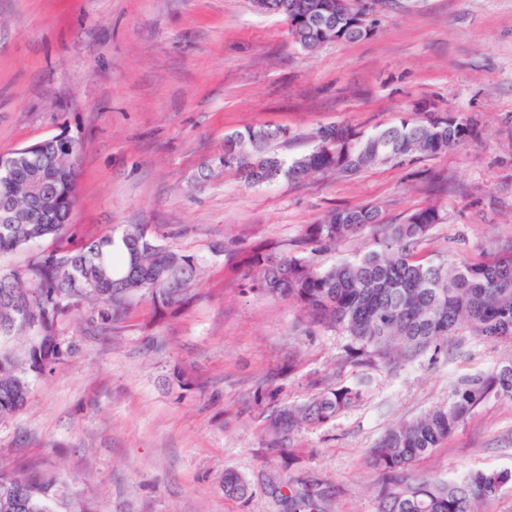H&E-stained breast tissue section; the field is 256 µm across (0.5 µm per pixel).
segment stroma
I'll use <instances>...</instances> for the list:
<instances>
[{
    "instance_id": "obj_1",
    "label": "stroma",
    "mask_w": 512,
    "mask_h": 512,
    "mask_svg": "<svg viewBox=\"0 0 512 512\" xmlns=\"http://www.w3.org/2000/svg\"><path fill=\"white\" fill-rule=\"evenodd\" d=\"M373 2L372 37L308 55L251 0H0V155L79 138L75 240L160 225L168 246L205 261L184 306L135 298L108 326L83 309L63 317L78 352L0 421V466L59 474L93 512H283L266 481L282 470L268 410L305 402L317 379L362 381L354 406L296 435L291 473L329 489L330 512H375L369 450L384 432L447 404L458 378L512 362V341L463 332L393 371L340 364L347 336L248 291V267L223 254L287 251L329 211L365 204L386 224L438 206L429 256L477 260L512 243V0ZM421 100L479 127L419 162L433 184L385 165L251 187L218 165L235 131L288 127L275 150L290 158L320 126L370 131ZM176 365L197 388L173 382ZM493 468L512 470V400L480 405L410 475ZM228 470L251 482L250 499L225 497Z\"/></svg>"
}]
</instances>
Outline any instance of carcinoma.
Wrapping results in <instances>:
<instances>
[{"mask_svg":"<svg viewBox=\"0 0 512 512\" xmlns=\"http://www.w3.org/2000/svg\"><path fill=\"white\" fill-rule=\"evenodd\" d=\"M263 12L284 16L295 43L314 54L329 43L372 36L370 7L336 0H253ZM477 135L476 122L457 112H439L427 101L370 132L348 125L321 126L312 150L284 160L270 142L288 139L283 127L247 128L225 137L219 162L249 185L285 178L300 181L332 173L358 175L381 165H403L454 150ZM76 146H53L33 164L13 168L0 182V201L23 213L24 224L0 223V255L31 249L46 239L55 248L38 250L20 269L0 270V420L26 403L32 382L54 374L75 351L58 330L73 307L88 309L100 325L118 319L133 297L168 307L186 303L203 273V260L163 243L166 235L148 224H130L119 235L73 242L70 214L75 193ZM444 215L434 206L417 210L398 224L381 223L375 206L335 209L309 224L286 254L255 249L224 250L254 268L248 288L295 302L314 323L350 338L343 361L380 364L386 369L438 352L461 330L491 340H512V244L488 259L468 262L421 254V245ZM378 227L363 250L330 267L316 252ZM362 385L341 387L313 401L284 407L266 419L271 445L287 458L288 443L305 425L325 423L355 403ZM512 400V362L458 381L448 404L391 427L371 449L382 474L377 512H478V502L512 484V470L483 469L459 481L428 478L413 483L407 470L448 439L467 416L490 398ZM284 512H327L319 484L299 476L269 479ZM224 495L249 498V484L224 472ZM0 512H89L66 482L38 470L0 468Z\"/></svg>","mask_w":512,"mask_h":512,"instance_id":"cac0c4a2","label":"carcinoma"}]
</instances>
